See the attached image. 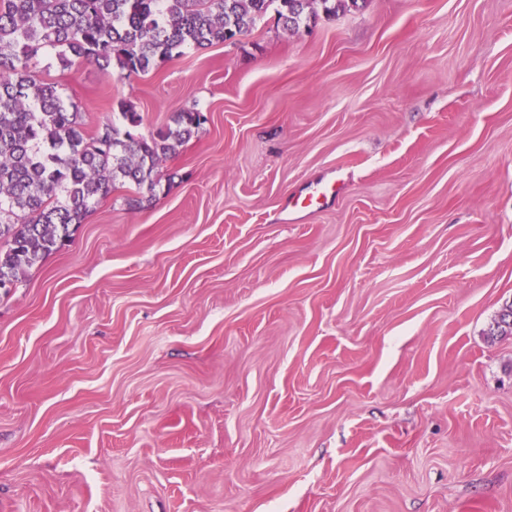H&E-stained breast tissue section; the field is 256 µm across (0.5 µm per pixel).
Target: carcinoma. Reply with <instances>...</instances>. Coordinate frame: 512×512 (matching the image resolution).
Listing matches in <instances>:
<instances>
[{"mask_svg": "<svg viewBox=\"0 0 512 512\" xmlns=\"http://www.w3.org/2000/svg\"><path fill=\"white\" fill-rule=\"evenodd\" d=\"M357 0H0V288L18 282L64 245L99 201L117 189L139 194L160 181L161 162L205 122L175 112L148 136L113 123L89 131L82 113L41 77V56L64 68L91 61L131 78L181 56L186 46L233 43L269 7L296 30L319 4L328 14ZM512 334V304L489 335Z\"/></svg>", "mask_w": 512, "mask_h": 512, "instance_id": "carcinoma-1", "label": "carcinoma"}]
</instances>
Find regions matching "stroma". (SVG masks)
<instances>
[{
	"label": "stroma",
	"mask_w": 512,
	"mask_h": 512,
	"mask_svg": "<svg viewBox=\"0 0 512 512\" xmlns=\"http://www.w3.org/2000/svg\"><path fill=\"white\" fill-rule=\"evenodd\" d=\"M40 70L206 121L0 288V512H512V0Z\"/></svg>",
	"instance_id": "1"
}]
</instances>
